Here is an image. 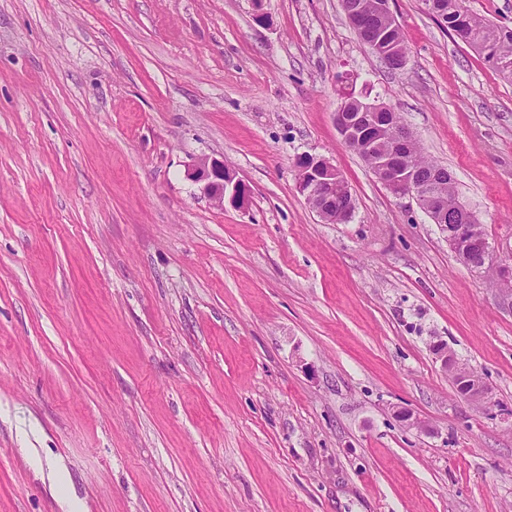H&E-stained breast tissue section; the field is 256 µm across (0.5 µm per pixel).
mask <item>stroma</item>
Returning a JSON list of instances; mask_svg holds the SVG:
<instances>
[{"instance_id":"obj_1","label":"stroma","mask_w":512,"mask_h":512,"mask_svg":"<svg viewBox=\"0 0 512 512\" xmlns=\"http://www.w3.org/2000/svg\"><path fill=\"white\" fill-rule=\"evenodd\" d=\"M391 8L397 70L341 0H0V512H512V307L333 121L343 88L396 112L504 260L512 79ZM344 11L350 20L353 29L358 34L359 38L375 53H380L382 50H387L386 53L381 54L383 56L388 55L387 58L382 57L386 64L394 69H399L404 66L406 60V44L403 38V34L400 29L392 30L390 33L391 41L399 46L400 52L404 55L401 56L397 52L396 47L385 45L386 31L383 28H372L365 35V28L363 26L361 17L358 15L356 9L352 3H343ZM297 170L296 189L308 206L326 223L335 212L336 223L343 224L345 216L336 210L340 206L350 220L355 203L342 173L329 160L304 155L295 162ZM187 177L201 183L204 195L219 206H224L226 198L238 208H245L250 202L249 186L236 179L223 160L203 158L188 169ZM435 345L434 354L437 359L440 360L443 370L451 375V378L456 385V380H465L471 384L469 392L464 394V397L471 402H481L489 393L488 386L480 380V378L474 374L473 370L467 367L465 364L458 361L453 353H451L447 347L437 349Z\"/></svg>"}]
</instances>
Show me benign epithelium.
I'll return each instance as SVG.
<instances>
[{"label":"benign epithelium","mask_w":512,"mask_h":512,"mask_svg":"<svg viewBox=\"0 0 512 512\" xmlns=\"http://www.w3.org/2000/svg\"><path fill=\"white\" fill-rule=\"evenodd\" d=\"M344 11L359 38L374 52L386 51V64L394 69L404 66L406 57L393 46L385 44L386 31L372 28L365 31L361 17L353 4H344ZM385 106L368 101H360L356 112L346 111L340 103L334 112V122L344 143L359 155L366 152L361 148L360 131L368 133L373 140L386 141L391 150L368 162L373 175L398 198H410L430 217L448 241L449 248L458 260L473 272L492 275L504 284L512 282V267L496 260L495 248L489 242L472 211L458 202L451 204L448 199L436 192L435 185L450 177L444 168L434 172L424 180L417 174L409 156L401 148L415 143L408 129L399 124L379 127L378 116ZM297 170V192L304 197L308 206L324 222L330 221V214L341 207L347 218H352L355 203L348 184L335 165L324 158L304 155L295 162ZM187 177L201 184V190L215 204L222 206L228 201L238 208L248 206L251 198L249 186L227 168L224 161L216 158H203L192 165ZM443 370L452 380H464L471 384L464 397L471 402H481L489 393L488 386L474 374L473 370L458 361L446 348L434 350Z\"/></svg>","instance_id":"7a95c632"}]
</instances>
